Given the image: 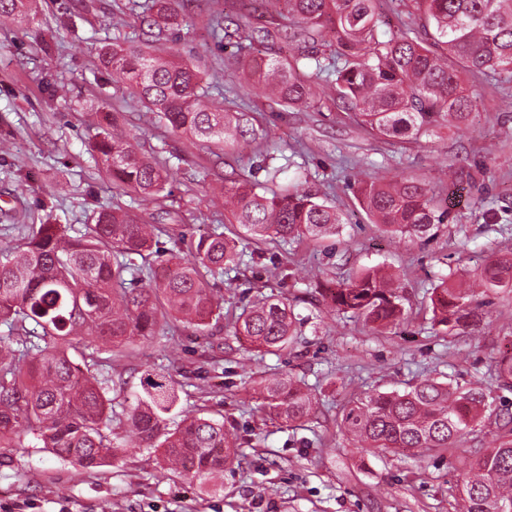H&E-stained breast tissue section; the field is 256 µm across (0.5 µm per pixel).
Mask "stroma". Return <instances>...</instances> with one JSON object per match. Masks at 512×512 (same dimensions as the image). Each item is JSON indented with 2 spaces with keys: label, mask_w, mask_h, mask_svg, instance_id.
<instances>
[{
  "label": "stroma",
  "mask_w": 512,
  "mask_h": 512,
  "mask_svg": "<svg viewBox=\"0 0 512 512\" xmlns=\"http://www.w3.org/2000/svg\"><path fill=\"white\" fill-rule=\"evenodd\" d=\"M144 0H29L25 15L0 22V248L29 225L54 224L75 234L93 212L119 203L146 223H159L160 251L189 255L214 227L240 236L244 266L211 276L224 296V317L207 330L173 321L166 335L138 339L131 354L109 357L83 336L71 355L107 383L118 412L109 429L117 455L87 469L36 446L34 439L0 446V512H457L451 492L465 465L497 431L496 414H512V390H493V413L457 447L427 456L368 455L340 427L343 406L368 392L404 391L430 377L462 388L487 380L492 357L512 347V288L476 291L467 325L448 335L431 322L430 289L440 275L465 268L479 274L486 257L512 252V84L471 78L479 116L412 143L373 137L337 107L331 84L319 88V109L292 112L271 104L246 73L227 67L232 41L208 34L211 13L225 26L258 22L274 29L277 13L251 16L252 0H185L177 34H149ZM115 40L146 51L179 54L203 77L213 102L231 107L244 94L250 122L268 131L270 156L234 150L216 157L173 132L132 89L113 83L99 62ZM118 113L146 154L166 161L169 195L160 200L115 196L90 146L88 128L101 113ZM263 182L282 167L279 184L301 180L341 213L336 239L282 243L241 237L224 218L215 162ZM470 179L452 194L450 170ZM424 185L449 217L425 241L388 236L359 205L351 179ZM383 266L399 272L405 322L375 331L336 312L323 287ZM276 296L294 311V340L263 354L229 333L251 303ZM170 374L179 401L170 420L206 409L222 414L242 445L233 465L213 480L166 471L157 452L131 448L123 415L148 370ZM288 375L320 404L315 416L286 424L259 410L253 381Z\"/></svg>",
  "instance_id": "35a3bbf8"
}]
</instances>
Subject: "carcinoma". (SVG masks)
I'll use <instances>...</instances> for the list:
<instances>
[{
  "label": "carcinoma",
  "instance_id": "cac0c4a2",
  "mask_svg": "<svg viewBox=\"0 0 512 512\" xmlns=\"http://www.w3.org/2000/svg\"><path fill=\"white\" fill-rule=\"evenodd\" d=\"M379 0H269L288 25L277 35L293 44L291 58L252 55L254 35L237 41L230 64L247 70L268 99L286 108H314L313 85L329 80L358 122L381 138L418 139L448 123H466L478 112L467 87L474 74L512 80V0H413L425 36L411 26L383 37ZM182 0H151L153 24L177 17ZM26 0H0V19L24 12ZM331 43L325 53L321 47ZM115 83L132 87L138 98L192 144L218 140L231 147L266 140L247 135L246 112L209 106L200 72L175 57L114 44L100 52ZM92 148L115 187L147 199L167 185L166 164L137 150L117 114L94 124ZM357 199L384 231L410 240L431 236L448 220L427 189L406 180L388 184L361 181ZM224 211L253 238L287 243L304 237L336 236L343 224L336 208L309 190L269 189L233 177L224 183ZM155 227L120 208L97 210L78 236L52 224L31 227L23 242L0 249V324L17 338L0 341V445L28 435L54 454L85 467H98L116 454L105 389L72 361L69 350L86 330L109 351L136 336H157L168 317L204 330L221 310L223 297L199 271L234 270L243 264L237 241L213 231L200 239L190 258L170 252L155 267ZM398 275L370 268L327 289L338 311L361 316L376 328L401 321L394 283ZM484 288H512V255L488 256L481 271ZM435 322L450 334L464 327L470 289L450 273L434 288ZM267 352L292 341L288 304L265 299L244 310L231 325ZM486 387L460 391L451 383L423 378L399 392L357 396L342 410L341 427L367 453L413 451L423 456L456 447L482 423L490 387H512V355L495 358ZM259 408L272 419L293 423L311 416L315 398L288 377L256 380ZM176 404L174 384L164 374H147L143 394L128 412L131 431L183 476L203 480L236 457L239 440L224 428V417L186 418L170 429ZM460 497L464 512H500L512 507V416L503 415L491 445L467 466Z\"/></svg>",
  "mask_w": 512,
  "mask_h": 512
}]
</instances>
